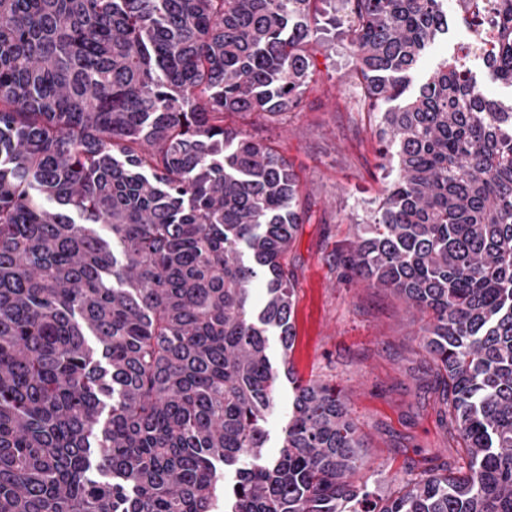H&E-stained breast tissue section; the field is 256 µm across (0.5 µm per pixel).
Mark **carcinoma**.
Instances as JSON below:
<instances>
[{"mask_svg": "<svg viewBox=\"0 0 512 512\" xmlns=\"http://www.w3.org/2000/svg\"><path fill=\"white\" fill-rule=\"evenodd\" d=\"M327 3L0 0V512H512V101L468 52L409 94L448 0H339L391 167L344 262L428 315L463 465L369 503L344 395L290 366L309 217L224 114L302 105ZM492 10L479 65L512 89V0ZM272 332L293 399L269 458Z\"/></svg>", "mask_w": 512, "mask_h": 512, "instance_id": "1", "label": "carcinoma"}]
</instances>
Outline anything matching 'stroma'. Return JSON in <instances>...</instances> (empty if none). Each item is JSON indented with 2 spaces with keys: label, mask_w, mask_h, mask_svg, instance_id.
<instances>
[{
  "label": "stroma",
  "mask_w": 512,
  "mask_h": 512,
  "mask_svg": "<svg viewBox=\"0 0 512 512\" xmlns=\"http://www.w3.org/2000/svg\"><path fill=\"white\" fill-rule=\"evenodd\" d=\"M448 23L447 38L422 60L415 83L463 42L468 25L453 2ZM313 51L317 81L301 109L274 119L229 113L224 123L270 144L299 178L309 220L288 252L296 288L292 361L304 379L330 381L342 391L367 445L355 481L372 498H384L426 457L453 463L458 450L440 422L438 378L420 346L421 316L340 262L377 207L384 172L345 35L319 32Z\"/></svg>",
  "instance_id": "obj_1"
}]
</instances>
